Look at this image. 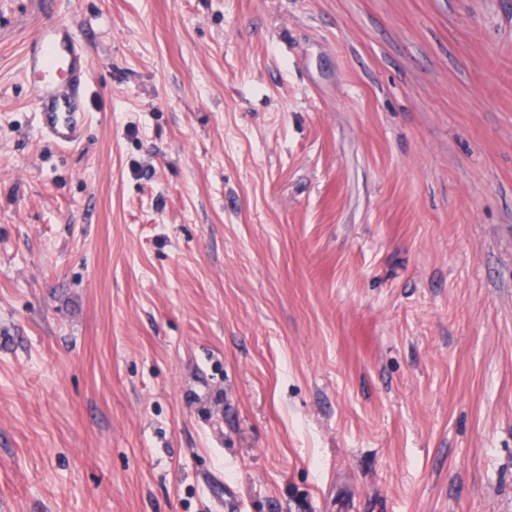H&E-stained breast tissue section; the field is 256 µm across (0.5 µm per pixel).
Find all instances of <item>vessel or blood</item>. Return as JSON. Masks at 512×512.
Here are the masks:
<instances>
[{"mask_svg":"<svg viewBox=\"0 0 512 512\" xmlns=\"http://www.w3.org/2000/svg\"><path fill=\"white\" fill-rule=\"evenodd\" d=\"M25 71L44 131L63 145L76 141L87 121L82 101L88 64L70 24L41 26L27 46Z\"/></svg>","mask_w":512,"mask_h":512,"instance_id":"1","label":"vessel or blood"}]
</instances>
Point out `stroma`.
Masks as SVG:
<instances>
[{
  "label": "stroma",
  "instance_id": "stroma-1",
  "mask_svg": "<svg viewBox=\"0 0 512 512\" xmlns=\"http://www.w3.org/2000/svg\"><path fill=\"white\" fill-rule=\"evenodd\" d=\"M0 512H512V0H0ZM25 71L42 129L60 144L76 141L87 121L82 101L88 64L70 24L41 26L27 45Z\"/></svg>",
  "mask_w": 512,
  "mask_h": 512
}]
</instances>
